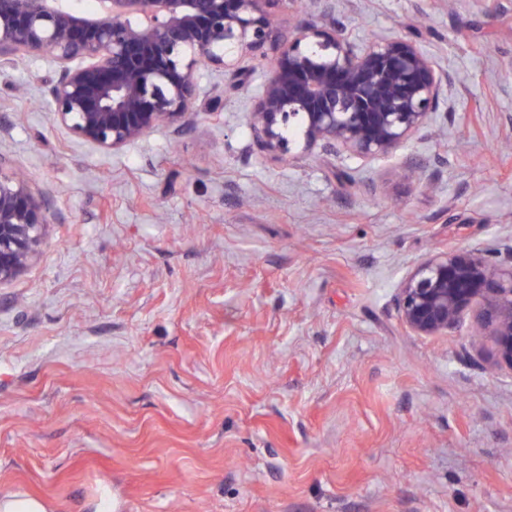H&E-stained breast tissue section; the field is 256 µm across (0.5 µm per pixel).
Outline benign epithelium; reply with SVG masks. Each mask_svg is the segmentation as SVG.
<instances>
[{"instance_id":"obj_1","label":"benign epithelium","mask_w":512,"mask_h":512,"mask_svg":"<svg viewBox=\"0 0 512 512\" xmlns=\"http://www.w3.org/2000/svg\"><path fill=\"white\" fill-rule=\"evenodd\" d=\"M316 0H0V69L42 57L43 96L76 141L114 153L166 125L175 134L199 112L198 72L272 57L248 108L252 136L270 158L295 160L322 146L374 160L425 131L453 79L416 34L355 40L335 18L273 25L282 6ZM299 129L300 137L290 131ZM0 154V284L37 255L53 214ZM401 323L417 336L462 324L492 344L493 367L512 376V249L450 247L419 261L396 295Z\"/></svg>"}]
</instances>
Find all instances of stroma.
<instances>
[{"instance_id":"stroma-1","label":"stroma","mask_w":512,"mask_h":512,"mask_svg":"<svg viewBox=\"0 0 512 512\" xmlns=\"http://www.w3.org/2000/svg\"><path fill=\"white\" fill-rule=\"evenodd\" d=\"M463 75L447 135L370 162L266 160L269 61L202 74L220 112L116 153L73 140L46 62L0 71V152L55 221L0 285V497L87 512H512V377L394 296L430 253L512 245V0H334Z\"/></svg>"}]
</instances>
